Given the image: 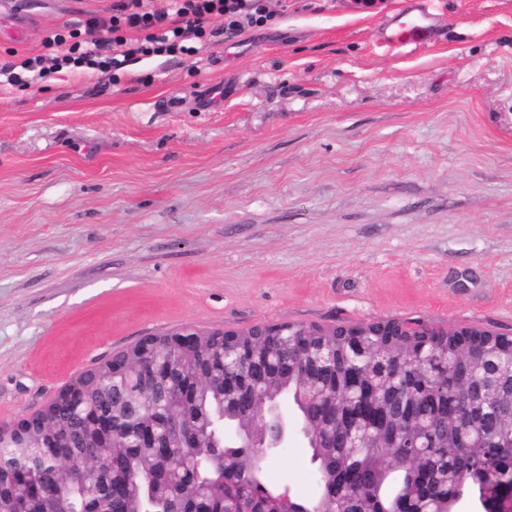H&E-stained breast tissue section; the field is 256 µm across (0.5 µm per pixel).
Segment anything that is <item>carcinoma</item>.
<instances>
[{"mask_svg": "<svg viewBox=\"0 0 512 512\" xmlns=\"http://www.w3.org/2000/svg\"><path fill=\"white\" fill-rule=\"evenodd\" d=\"M301 345L322 342L336 347V365L318 373L335 380L345 370V337L297 336ZM369 365L382 359L400 363L412 389L408 401L417 416H441L453 411L461 358L453 341L411 345L386 336L363 337ZM220 341L202 342V350L168 351L158 358L162 370L151 375L149 386L158 392L171 387L178 399L157 409L148 400L147 427L168 435L164 448H142L132 434L113 439L85 434L86 409L72 399L57 400L44 414L45 425L33 437L52 438L53 448L42 449L41 458L16 456L13 448L0 452V512H219L220 508L243 512L259 495L273 512L287 493L270 488L267 471L254 467L258 448L224 440L222 410L235 412L244 421L252 416L249 406L224 405V361ZM306 375L288 361L266 367L268 398L292 399L303 424L320 439L312 448L319 494L332 483L338 498L358 497L366 507L391 508L411 499L443 501L452 506L469 489L480 490L475 474L512 473V419L498 421L497 434L484 436L469 448L457 446L458 430L448 425L438 435L427 434L426 448L408 455L402 448L378 446L369 439L363 448H344L326 438L338 426L336 417H318L315 402L299 399L296 391ZM112 392V380L97 376L87 390L89 406L102 403ZM366 406L370 434L406 435L416 422L384 424L376 408L386 395L379 391Z\"/></svg>", "mask_w": 512, "mask_h": 512, "instance_id": "1", "label": "carcinoma"}]
</instances>
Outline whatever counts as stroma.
I'll return each instance as SVG.
<instances>
[{"label": "stroma", "mask_w": 512, "mask_h": 512, "mask_svg": "<svg viewBox=\"0 0 512 512\" xmlns=\"http://www.w3.org/2000/svg\"><path fill=\"white\" fill-rule=\"evenodd\" d=\"M111 3L0 0V62ZM285 4L195 57L0 89V426L153 334H512V0H427L422 45L380 35L415 0ZM268 473L318 491L302 434Z\"/></svg>", "instance_id": "1"}]
</instances>
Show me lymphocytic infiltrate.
Masks as SVG:
<instances>
[{
    "mask_svg": "<svg viewBox=\"0 0 512 512\" xmlns=\"http://www.w3.org/2000/svg\"><path fill=\"white\" fill-rule=\"evenodd\" d=\"M169 8L158 11L150 0H112L109 18H91L84 29L55 34L45 40V47H64V54L26 59L16 64H0V77L8 84H23V71L37 69L39 77L51 71L83 65L103 70L119 69L126 58L142 54L190 53L196 41L207 36L214 17L224 19V38L232 40L244 30L267 29L274 25L281 11L275 0H168ZM138 34L128 41L125 30Z\"/></svg>",
    "mask_w": 512,
    "mask_h": 512,
    "instance_id": "1",
    "label": "lymphocytic infiltrate"
}]
</instances>
